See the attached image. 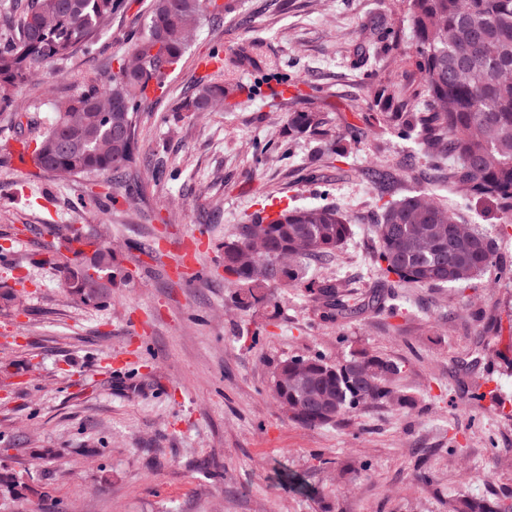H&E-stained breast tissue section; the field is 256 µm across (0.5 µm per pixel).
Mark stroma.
Returning <instances> with one entry per match:
<instances>
[{"instance_id": "35a3bbf8", "label": "stroma", "mask_w": 512, "mask_h": 512, "mask_svg": "<svg viewBox=\"0 0 512 512\" xmlns=\"http://www.w3.org/2000/svg\"><path fill=\"white\" fill-rule=\"evenodd\" d=\"M203 24L141 114L140 195L106 178L30 176L10 146L30 129L0 131V469L16 493L0 512H448L450 499L512 494V404L472 398L475 385L512 396V282L489 269L475 287L396 289L392 310L328 321L314 296L286 295L277 316L230 303L220 247L263 204H332L353 233L310 279L343 283L359 300L383 290L378 172L394 198L436 195L512 265V211L461 196L447 167L380 124L377 92L412 96L419 74L401 32L404 0H229ZM149 0H126L96 53L19 88L21 110L46 128L53 102L104 83L146 21ZM248 41L276 58L298 91L264 94L272 76L249 72L228 111L180 112L206 70L199 58ZM292 112H319L332 133L356 132L346 159L318 136L288 135ZM58 224L106 231L132 279L98 306L75 304L44 263ZM193 241L206 275L191 279L176 248ZM354 350L403 367L415 408L380 406L309 429L268 391L278 361ZM300 476L301 493L281 472Z\"/></svg>"}]
</instances>
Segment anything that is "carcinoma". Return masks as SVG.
<instances>
[{
	"label": "carcinoma",
	"mask_w": 512,
	"mask_h": 512,
	"mask_svg": "<svg viewBox=\"0 0 512 512\" xmlns=\"http://www.w3.org/2000/svg\"><path fill=\"white\" fill-rule=\"evenodd\" d=\"M405 22L413 34L411 49L426 97L420 112H406L395 87L384 99L383 123L398 137L414 139L429 156L452 158L448 178L471 196L493 197L512 211V0H407ZM124 7L123 0H0V15L16 19L14 35L0 43V119L13 127L33 125L16 102L18 89L41 72L81 51L92 54L98 35ZM217 0H150L144 28L117 59L106 84L90 85L55 105L56 116L34 141L25 140L41 173L61 169L72 176H105L125 194L137 192L126 179L138 152L137 119L150 83L162 86L202 20L223 14ZM215 62L217 70L201 82L179 112H209L222 107L237 90L239 71H279L280 64L255 42L241 45ZM128 128L127 139L114 131ZM329 137L319 112L288 113V136ZM455 218L444 205L423 194L391 199L381 206L374 232L378 250L372 265L392 288L457 285L470 287L495 263V240L471 229L455 239ZM264 237L265 252L251 250L252 230ZM352 227L335 207L317 205L283 209L274 218H250L224 242V282L233 306L278 312L283 295L303 288L316 296L329 318L382 307L376 294L353 303L342 299L338 282L307 279L312 260L332 257L351 236ZM85 239L90 250L73 249ZM48 261L57 268L72 300L98 304L129 272L114 263L112 245L102 234H88L75 224L56 230ZM358 370L373 374L374 384L359 386ZM401 366L383 356L354 351L335 361L321 355L280 361L271 372L269 390L288 418L307 428L334 425L369 407L405 409L414 399L397 381ZM315 389L332 399V416L310 405ZM448 512H512V502L497 497H462L448 501Z\"/></svg>",
	"instance_id": "cac0c4a2"
}]
</instances>
